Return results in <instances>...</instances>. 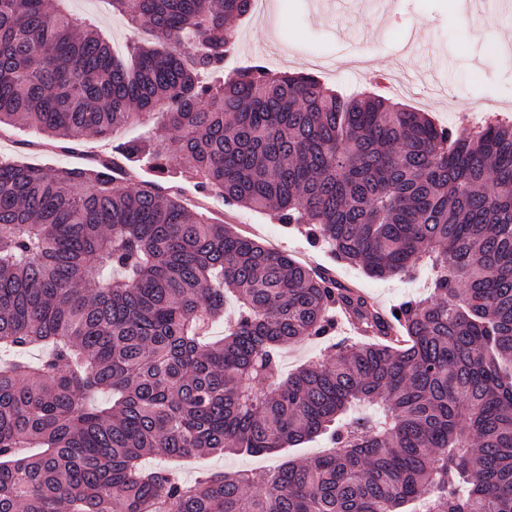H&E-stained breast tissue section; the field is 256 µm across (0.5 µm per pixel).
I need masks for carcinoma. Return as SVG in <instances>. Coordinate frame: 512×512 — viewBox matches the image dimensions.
Returning a JSON list of instances; mask_svg holds the SVG:
<instances>
[{
    "instance_id": "cac0c4a2",
    "label": "carcinoma",
    "mask_w": 512,
    "mask_h": 512,
    "mask_svg": "<svg viewBox=\"0 0 512 512\" xmlns=\"http://www.w3.org/2000/svg\"><path fill=\"white\" fill-rule=\"evenodd\" d=\"M111 2L153 33L125 60L58 2L0 0V124L106 139L164 109L126 160L163 176L179 158L202 190L275 209L370 277L428 268L430 290L384 319L172 183L1 159L0 347L20 358L0 365V512H512V122L461 135L261 65L205 84L252 0ZM338 305L383 341L281 376ZM319 437L322 454L269 471L187 483L141 466Z\"/></svg>"
}]
</instances>
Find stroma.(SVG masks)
I'll return each mask as SVG.
<instances>
[{
	"label": "stroma",
	"mask_w": 512,
	"mask_h": 512,
	"mask_svg": "<svg viewBox=\"0 0 512 512\" xmlns=\"http://www.w3.org/2000/svg\"><path fill=\"white\" fill-rule=\"evenodd\" d=\"M78 18L91 19L110 42L115 54L126 52L135 33L126 16L112 12L105 0H64ZM512 28V0H505L503 15L492 13L487 0H267L263 19L238 23L234 58L243 67L260 61L273 71L306 70V56H317L318 76L329 88L356 92L368 87L360 73L344 70L342 63L363 51L373 56L383 73H394L431 94L421 104L438 124L468 133L457 114L456 100L470 103L473 119L492 114L512 118V54L497 44L504 28ZM166 116L156 113L149 122L134 121L104 140L92 135L48 140L37 130L0 126V158L21 164L86 167L118 161L119 144L142 141L162 133ZM186 203L201 207L213 222L251 230L253 236L291 257L327 273L344 287L363 292L379 311L419 296L428 283L427 271L413 276L377 280L362 270L333 260L322 244L309 242L292 226L278 223L272 213L255 212L224 202L217 195L202 196L195 179H179ZM283 452L248 456L224 454L177 462L181 479L190 481L201 472L234 473L278 466Z\"/></svg>",
	"instance_id": "35a3bbf8"
}]
</instances>
